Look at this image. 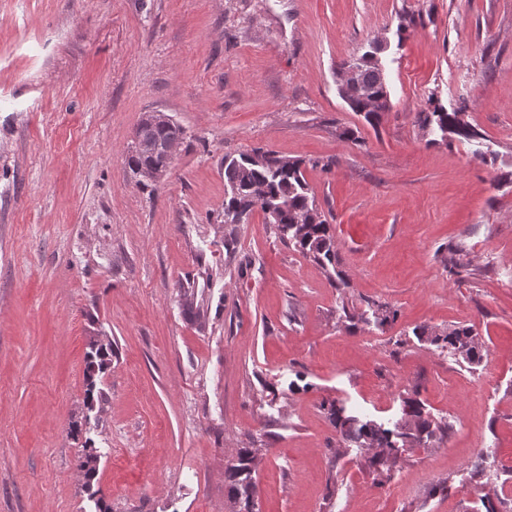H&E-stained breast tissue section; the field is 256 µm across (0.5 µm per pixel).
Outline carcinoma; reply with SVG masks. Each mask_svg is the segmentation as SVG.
Returning <instances> with one entry per match:
<instances>
[{"label":"carcinoma","instance_id":"1","mask_svg":"<svg viewBox=\"0 0 512 512\" xmlns=\"http://www.w3.org/2000/svg\"><path fill=\"white\" fill-rule=\"evenodd\" d=\"M359 73L360 89L349 96L348 107L363 116L369 124L379 121L381 113L387 111L389 95L387 79L383 77V61L380 46L375 43L355 61ZM418 124L436 144L448 141V136L457 135L466 139L476 133L463 119V113L450 112L435 102L434 96L427 99V108L418 113ZM143 136L156 143L184 139V129L176 123H142ZM266 162L255 165L249 154L224 156V215L231 212L252 213L255 209L267 212L268 208L278 215L275 223L277 234L283 241L293 245L302 254L313 258L326 273L336 288L348 287L336 268V244L330 224L319 210L305 179L298 159L281 157L273 151L265 152ZM448 272L459 275L467 270L459 250L451 248L444 259ZM414 335L425 339L440 351L454 355L465 352L470 364H480L484 358L482 344L474 341L470 327H453L433 330L421 327ZM112 363V342L93 340L86 353L85 405L93 409L94 403L102 400L101 391L96 389L94 376L103 373ZM407 419L398 422L394 428H386L373 420L363 419L346 412L345 407L332 401L329 403V418L336 434L345 443L357 448L374 450L371 466L379 471L391 468L390 460L395 458L398 444L415 440L427 443L443 432L438 424L423 416L421 405L416 399L405 401ZM77 468L83 474L85 484L90 486L98 473L101 451L95 447L92 438H85ZM257 448H243L238 453L237 463L228 469V499L234 505H248L255 501L256 488L252 473L258 461Z\"/></svg>","mask_w":512,"mask_h":512}]
</instances>
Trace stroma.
Returning <instances> with one entry per match:
<instances>
[{
  "label": "stroma",
  "mask_w": 512,
  "mask_h": 512,
  "mask_svg": "<svg viewBox=\"0 0 512 512\" xmlns=\"http://www.w3.org/2000/svg\"><path fill=\"white\" fill-rule=\"evenodd\" d=\"M381 38L372 126L338 71ZM431 95L476 138L429 143ZM153 111L186 139L143 188L124 159ZM257 147L304 160L347 287L262 211L225 223L224 157ZM373 302L394 318L360 321ZM93 338L113 354L90 410ZM408 398L448 429L384 476L325 406L390 426ZM243 448L258 512H512V0H0V512H232ZM414 335L424 338L431 346L442 352L448 350L449 353L456 355L464 350V359L469 364L478 365L484 358L482 344L475 342L471 337L476 336V334L470 327H448V329L443 330L421 327L415 330ZM82 454L78 458L77 468L83 474L87 487L92 485L98 473V465L101 458V451L95 447L91 437H86L83 444ZM257 448H243L238 453L237 463L228 469V499L235 506L240 505L239 512L242 511L241 505L247 506L250 502L255 501L256 488L253 482L252 473L254 472L257 461Z\"/></svg>",
  "instance_id": "stroma-1"
}]
</instances>
